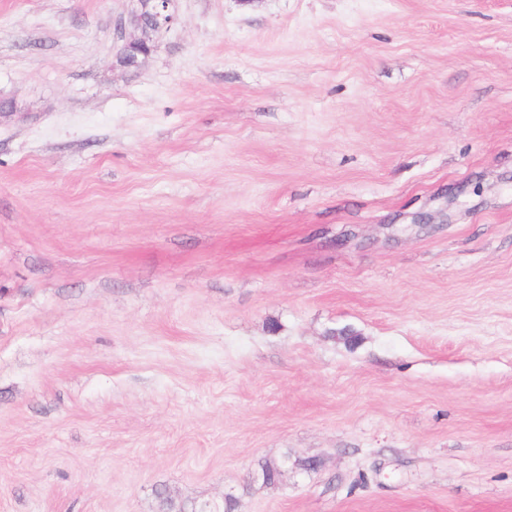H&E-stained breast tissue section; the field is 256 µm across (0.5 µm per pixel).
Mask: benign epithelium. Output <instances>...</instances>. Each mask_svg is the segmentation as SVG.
I'll use <instances>...</instances> for the list:
<instances>
[{"label":"benign epithelium","mask_w":512,"mask_h":512,"mask_svg":"<svg viewBox=\"0 0 512 512\" xmlns=\"http://www.w3.org/2000/svg\"><path fill=\"white\" fill-rule=\"evenodd\" d=\"M127 16L119 19L117 30L121 44L117 56L127 68L139 66L155 46L158 35L175 21L172 0H133Z\"/></svg>","instance_id":"1"}]
</instances>
